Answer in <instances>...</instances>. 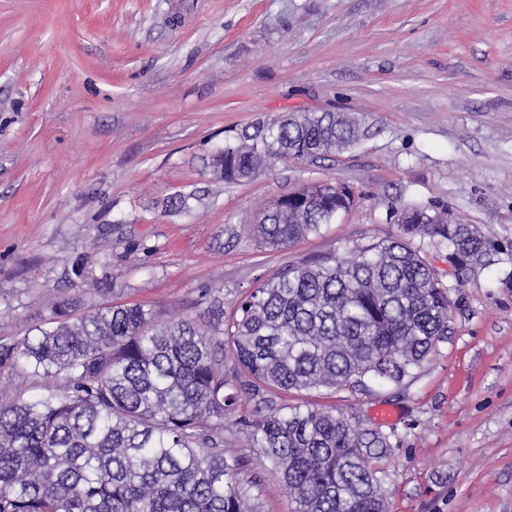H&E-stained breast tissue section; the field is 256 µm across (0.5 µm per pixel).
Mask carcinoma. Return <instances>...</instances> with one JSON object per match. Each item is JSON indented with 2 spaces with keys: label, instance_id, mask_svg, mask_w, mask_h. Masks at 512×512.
Instances as JSON below:
<instances>
[{
  "label": "carcinoma",
  "instance_id": "carcinoma-1",
  "mask_svg": "<svg viewBox=\"0 0 512 512\" xmlns=\"http://www.w3.org/2000/svg\"><path fill=\"white\" fill-rule=\"evenodd\" d=\"M361 137L345 112H289L259 121L217 151L215 179L249 181L284 160L341 152ZM260 209L250 233L271 248L320 234L349 208L346 189L314 183ZM191 196L162 201L190 217ZM402 235L345 259L287 265L228 314L208 292L209 320L160 318L145 303L99 307L55 299L20 342L0 343V377L47 378L46 393L8 397L0 385V512H261L248 475L259 450L294 512H389L394 431L282 393L400 387L448 339L452 302L415 238L483 266L484 236L412 206ZM234 350L236 383L224 376ZM260 397L237 423L242 452L224 456V413L238 391Z\"/></svg>",
  "mask_w": 512,
  "mask_h": 512
}]
</instances>
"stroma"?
Masks as SVG:
<instances>
[{
	"label": "stroma",
	"instance_id": "stroma-1",
	"mask_svg": "<svg viewBox=\"0 0 512 512\" xmlns=\"http://www.w3.org/2000/svg\"><path fill=\"white\" fill-rule=\"evenodd\" d=\"M365 120L351 149L239 184L207 161L257 119ZM354 202L271 250L247 226L305 183ZM195 194L194 217L163 213ZM422 205L476 226L486 266L424 253L455 303L448 339L406 388L320 396L394 430L390 512H512V0H0V338L49 295L232 310L285 265L400 235ZM263 512H293L253 462Z\"/></svg>",
	"mask_w": 512,
	"mask_h": 512
}]
</instances>
